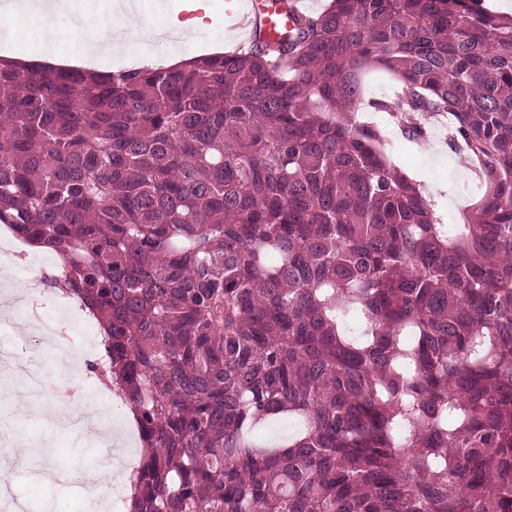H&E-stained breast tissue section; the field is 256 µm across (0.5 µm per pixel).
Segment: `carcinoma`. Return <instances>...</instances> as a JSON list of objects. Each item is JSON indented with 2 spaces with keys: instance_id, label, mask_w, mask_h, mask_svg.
I'll return each mask as SVG.
<instances>
[{
  "instance_id": "cac0c4a2",
  "label": "carcinoma",
  "mask_w": 512,
  "mask_h": 512,
  "mask_svg": "<svg viewBox=\"0 0 512 512\" xmlns=\"http://www.w3.org/2000/svg\"><path fill=\"white\" fill-rule=\"evenodd\" d=\"M294 2L186 68L0 57V224L98 324L128 512H512V15ZM443 116L454 224L387 139Z\"/></svg>"
}]
</instances>
